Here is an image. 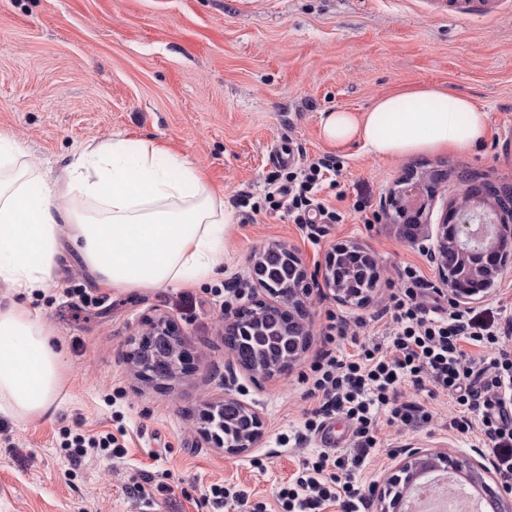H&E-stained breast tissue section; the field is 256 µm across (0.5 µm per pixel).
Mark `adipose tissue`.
I'll return each mask as SVG.
<instances>
[{"mask_svg":"<svg viewBox=\"0 0 512 512\" xmlns=\"http://www.w3.org/2000/svg\"><path fill=\"white\" fill-rule=\"evenodd\" d=\"M487 134V112L434 86L321 120L327 144L357 142L387 159L468 152ZM67 192L99 203L96 216L59 207L17 143L0 133V283L14 292L56 287L53 270L68 244L99 286L115 290L190 285L224 262L229 212L193 163L162 145L119 140L86 153L71 166ZM64 382L63 355L43 319L18 301L0 308V415L52 417Z\"/></svg>","mask_w":512,"mask_h":512,"instance_id":"adipose-tissue-1","label":"adipose tissue"}]
</instances>
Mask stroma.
Returning a JSON list of instances; mask_svg holds the SVG:
<instances>
[{
	"label": "stroma",
	"mask_w": 512,
	"mask_h": 512,
	"mask_svg": "<svg viewBox=\"0 0 512 512\" xmlns=\"http://www.w3.org/2000/svg\"><path fill=\"white\" fill-rule=\"evenodd\" d=\"M436 85L470 96L488 114L486 142L466 154L381 159L353 144L330 151L323 113L368 109L386 93ZM10 133L43 177L65 188L67 167L86 146L119 138L166 143L187 156L231 211L224 272L191 287L119 292L99 287L73 247L57 260V287L27 296L63 349L67 379L55 415L28 422L0 415V512H215L208 488L233 483L251 503L276 508L278 488L321 449L318 437L295 445L312 401L302 380L327 347L328 314L359 340L383 342L387 283L417 267L439 286L428 248L409 243L382 204L405 173L439 169L432 221L468 183L512 187V12L495 20L449 17L437 0H0V132ZM296 161L334 153L342 174L320 199L338 224L299 228L265 205L277 139ZM366 209H358V201ZM337 244H358L377 259L381 278L360 307L322 291L308 301L310 340L289 371L245 383L242 399L264 421L254 448L232 455L199 430L198 413L224 396L222 322L252 290L254 257L273 245L321 269ZM101 297L81 306L79 294ZM165 316L182 332L194 368L163 386L142 382L132 339ZM428 423L380 424V449L351 470L364 488L381 483L411 445L491 459L477 432L449 430L455 409L443 394L405 389ZM123 432L124 458L71 461L62 443L75 433ZM263 469H255L254 460ZM142 484L149 501L132 497Z\"/></svg>",
	"instance_id": "stroma-1"
}]
</instances>
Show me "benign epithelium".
Here are the masks:
<instances>
[{
  "label": "benign epithelium",
  "mask_w": 512,
  "mask_h": 512,
  "mask_svg": "<svg viewBox=\"0 0 512 512\" xmlns=\"http://www.w3.org/2000/svg\"><path fill=\"white\" fill-rule=\"evenodd\" d=\"M393 209L395 216L412 215L413 224L400 225L403 237L412 244L436 240L431 248L437 265L439 279L448 286V298L458 307H465L477 299L488 296L497 279L507 268L512 267V190L494 194L493 202L487 204V211L479 212L477 205L464 200H456L450 204L449 210L438 225L437 233H430L428 217L425 216L426 203L422 189L416 183L405 184L398 192L391 194L384 201V209ZM348 250L344 245L336 246L328 255L324 269L311 272L302 264L298 256L291 250L287 251L288 263L297 273L298 284L293 293L280 297L277 308L288 313V318L300 327L301 338L290 342L292 354L298 356L309 340V329L305 323L306 299L312 294L313 288L324 282L326 288L341 303L354 305L364 304L368 298L356 302L336 287L334 281L335 260L339 253ZM269 302L263 296L251 295L247 302L240 305L234 312L224 317V333L228 334L245 319L265 308ZM248 376L254 382H260L274 376V373L256 366L246 368L232 358L225 366L224 398L210 403L202 414L206 422L220 419L221 409L226 401H239L238 375ZM245 410L248 427L246 435L237 441H224L223 431H211L203 428L204 436L219 447L225 448L229 454L243 453L254 447L263 435L264 422L260 414L246 403H241ZM404 458L386 478L383 484H376L373 494L379 502V512H403L402 503L405 499L400 486H409L427 469H452L480 480V486L498 503L505 512L512 506L507 503L506 495L501 491L502 484L489 486L482 480V472L486 471L483 464L470 457H463L436 451L424 446H410L403 451Z\"/></svg>",
  "instance_id": "1"
}]
</instances>
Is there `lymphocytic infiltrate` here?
Returning <instances> with one entry per match:
<instances>
[{
	"instance_id": "1",
	"label": "lymphocytic infiltrate",
	"mask_w": 512,
	"mask_h": 512,
	"mask_svg": "<svg viewBox=\"0 0 512 512\" xmlns=\"http://www.w3.org/2000/svg\"><path fill=\"white\" fill-rule=\"evenodd\" d=\"M336 158L325 155L288 172L284 183L267 194L270 207L286 206L297 224H336L338 211L317 199L322 183L338 175ZM443 295L426 287L413 267L404 268L389 286L392 325L387 344H357L352 355L336 350L346 340L343 320L329 316L326 337L331 349L311 364L308 390L317 404L304 413L307 432L319 431L325 418L339 414L353 427L357 459L375 451L379 418L408 426L427 422L429 414L413 400H401L403 388L443 393L456 415L448 427L460 433L479 426L494 468L512 490V320L477 317L472 311L443 306ZM482 357H474L473 349ZM279 512H323L341 504L343 512H366L368 499L343 463L320 452L305 461L281 487Z\"/></svg>"
}]
</instances>
